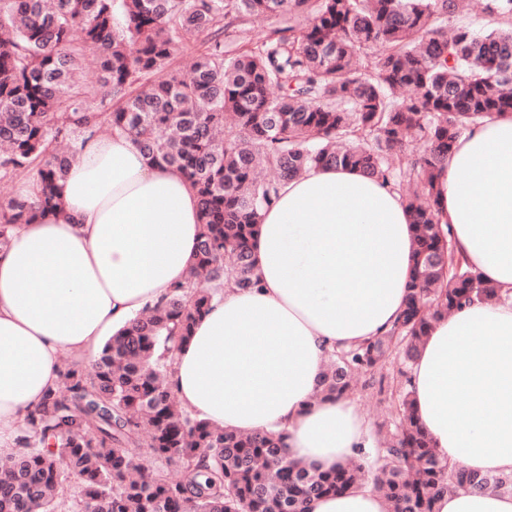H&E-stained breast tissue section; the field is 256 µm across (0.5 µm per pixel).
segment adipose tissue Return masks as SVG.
<instances>
[{
  "mask_svg": "<svg viewBox=\"0 0 512 512\" xmlns=\"http://www.w3.org/2000/svg\"><path fill=\"white\" fill-rule=\"evenodd\" d=\"M66 215L21 225L0 252V454L63 356H91L184 282L200 225L191 187L125 135L86 139L60 184ZM436 207L450 249L506 298L435 319L408 370L419 423L441 458L512 471V114L464 133ZM250 247L257 288H227L175 356L169 383L200 418L243 434L277 431L290 459L320 470L366 445L350 396L319 399L328 350L385 333L412 273L414 227L399 193L358 170L314 168L283 182ZM309 512H388L370 488ZM435 512H512V495L470 488Z\"/></svg>",
  "mask_w": 512,
  "mask_h": 512,
  "instance_id": "adipose-tissue-1",
  "label": "adipose tissue"
}]
</instances>
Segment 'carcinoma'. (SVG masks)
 <instances>
[{
  "label": "carcinoma",
  "instance_id": "obj_1",
  "mask_svg": "<svg viewBox=\"0 0 512 512\" xmlns=\"http://www.w3.org/2000/svg\"><path fill=\"white\" fill-rule=\"evenodd\" d=\"M0 0V178L37 171L43 214L78 145L97 134L84 63L110 88V130L194 188L200 235L190 277L109 337L88 369L70 366L26 416L19 451L0 469V512H306L321 496L364 484L362 467L320 471L288 460L284 436L227 431L180 407L168 383L174 354L218 288L256 286L250 241L281 182L311 168H358L400 192L415 226L413 271L385 334L327 352L316 388L341 396L391 349L411 365L432 319L500 290L448 252L436 182L457 139L512 113V0H492L488 34L448 27L455 0ZM251 16L278 19L244 37ZM203 35L190 75L171 71ZM421 145L411 161L405 150ZM33 218L23 197L0 202V251ZM407 372L371 486L393 512H434L446 491L512 495V472L442 462L416 420ZM150 449L180 477L144 468ZM76 482H71V479Z\"/></svg>",
  "mask_w": 512,
  "mask_h": 512
}]
</instances>
